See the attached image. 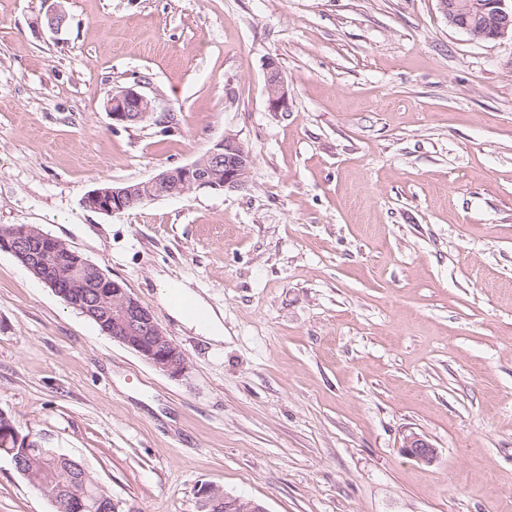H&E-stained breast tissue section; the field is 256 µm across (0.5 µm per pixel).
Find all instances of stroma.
I'll list each match as a JSON object with an SVG mask.
<instances>
[{
    "label": "stroma",
    "instance_id": "35a3bbf8",
    "mask_svg": "<svg viewBox=\"0 0 512 512\" xmlns=\"http://www.w3.org/2000/svg\"><path fill=\"white\" fill-rule=\"evenodd\" d=\"M134 84L153 119L113 125ZM229 134L245 189L81 204ZM20 224L187 357L158 371L0 252V410L118 512H200L205 483L266 512H512V38L437 0H0V228ZM159 270L222 343L170 316ZM0 512H56L3 454ZM268 105L271 111L279 112L288 108V95L284 87L282 72L278 64L271 60L266 65ZM154 283L168 306L169 314L181 324L194 329L196 334L202 336L206 341L219 343L224 340V322L221 312H216L209 304L186 283L176 282L166 275L156 274ZM172 283H177L181 293L191 299L196 311L204 314L203 319L197 318L193 313L180 306L171 305L168 299L165 300V289L170 288ZM403 453L418 462L431 464L436 459L437 450L425 438L411 433L404 438Z\"/></svg>",
    "mask_w": 512,
    "mask_h": 512
}]
</instances>
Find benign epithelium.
Here are the masks:
<instances>
[{
  "mask_svg": "<svg viewBox=\"0 0 512 512\" xmlns=\"http://www.w3.org/2000/svg\"><path fill=\"white\" fill-rule=\"evenodd\" d=\"M439 10L448 24L475 39L486 38L483 29L491 25L503 39L512 31V0H438ZM268 105L271 111L288 109V95L278 64L266 65ZM112 124H137L153 116L152 101L140 90L129 87L112 95L108 105ZM250 156L233 136L218 142L203 157L183 166L160 172L141 183L119 186L102 185L82 199L84 208L115 214L126 211L148 199L174 197L194 188L239 190L249 183ZM0 252L11 254L56 295L66 299L68 306L104 325L105 334L120 342L157 370L180 377L188 369L180 347L157 322L131 289L107 276L97 265L66 242L29 225L1 227ZM0 446L4 448H39L40 441L21 432L16 423L0 413ZM403 453L421 463L431 464L437 450L425 438L411 433L404 438ZM199 495L206 508L224 507L223 512H266L250 499L225 493L221 488L205 484ZM57 512H84L82 496L56 498Z\"/></svg>",
  "mask_w": 512,
  "mask_h": 512,
  "instance_id": "1",
  "label": "benign epithelium"
}]
</instances>
